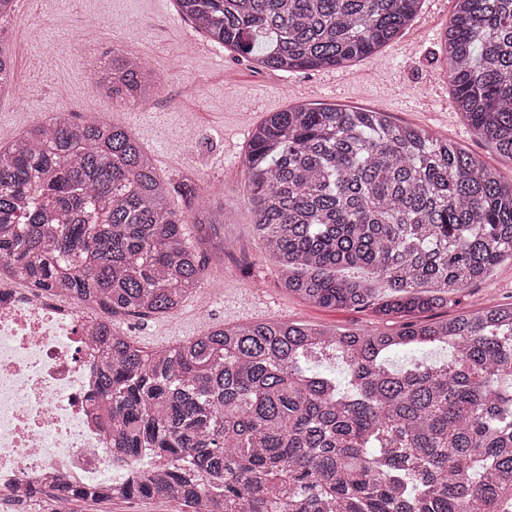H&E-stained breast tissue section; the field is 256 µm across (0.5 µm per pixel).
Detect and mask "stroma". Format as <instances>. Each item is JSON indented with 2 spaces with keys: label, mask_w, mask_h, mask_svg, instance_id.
Listing matches in <instances>:
<instances>
[{
  "label": "stroma",
  "mask_w": 512,
  "mask_h": 512,
  "mask_svg": "<svg viewBox=\"0 0 512 512\" xmlns=\"http://www.w3.org/2000/svg\"><path fill=\"white\" fill-rule=\"evenodd\" d=\"M455 0H422L410 25L373 55L340 69L283 72L258 67L216 46L188 54L205 38L178 13L176 0H16L4 23L13 53L11 88L0 91V145L55 112L75 123L100 119L123 125L173 186L185 218L217 203L235 215L224 236L232 251L222 268L169 315L123 316L120 332L146 351L172 347L207 328L253 320H288L340 330L379 326L372 309L324 308L289 294L276 259L253 237L244 168L251 128L269 113L299 102L388 113L400 125L418 126L458 143L504 179L512 161L481 140L454 108L448 59L440 38ZM40 28L31 31L28 20ZM143 57L154 77L145 101L99 98L86 65L112 52ZM512 303V261L484 282L453 296L439 318ZM0 512H176L161 499L27 502L0 497Z\"/></svg>",
  "instance_id": "1"
}]
</instances>
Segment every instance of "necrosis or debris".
Wrapping results in <instances>:
<instances>
[{"label": "necrosis or debris", "mask_w": 512, "mask_h": 512, "mask_svg": "<svg viewBox=\"0 0 512 512\" xmlns=\"http://www.w3.org/2000/svg\"><path fill=\"white\" fill-rule=\"evenodd\" d=\"M99 366L80 309L0 273V493L123 482L96 417Z\"/></svg>", "instance_id": "necrosis-or-debris-1"}]
</instances>
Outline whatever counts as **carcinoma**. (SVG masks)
<instances>
[{"mask_svg":"<svg viewBox=\"0 0 512 512\" xmlns=\"http://www.w3.org/2000/svg\"><path fill=\"white\" fill-rule=\"evenodd\" d=\"M420 2L176 0L211 42L285 72L371 55ZM443 41L456 110L512 161V0H455ZM12 61L0 29V91ZM147 75L120 54L92 78L114 99L142 101ZM245 167L252 227L283 287L401 323L366 333L223 324L151 353L92 319L100 419L129 475L106 490L56 482L26 498L512 512V304L420 319L512 258V182L425 129L335 106L270 113L251 132ZM169 195L124 127L63 114L36 124L0 147V265L111 318L173 313L224 261L232 213L195 215L210 246L199 255ZM426 347L447 357L391 364ZM327 362L343 365V379L318 368Z\"/></svg>","mask_w":512,"mask_h":512,"instance_id":"cac0c4a2","label":"carcinoma"}]
</instances>
